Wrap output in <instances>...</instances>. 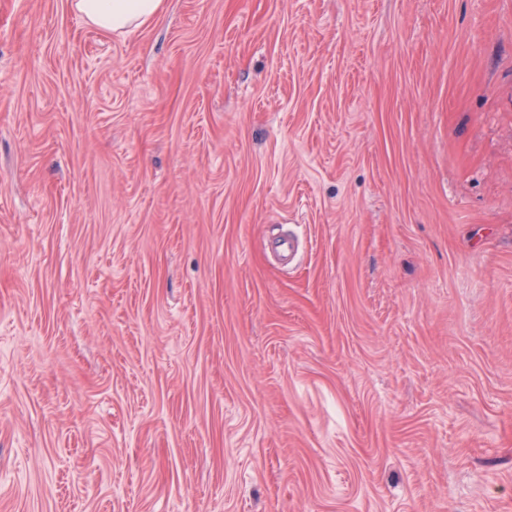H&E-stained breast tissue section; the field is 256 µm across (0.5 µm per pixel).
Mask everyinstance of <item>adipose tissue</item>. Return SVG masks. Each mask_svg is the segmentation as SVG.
<instances>
[{
	"label": "adipose tissue",
	"mask_w": 512,
	"mask_h": 512,
	"mask_svg": "<svg viewBox=\"0 0 512 512\" xmlns=\"http://www.w3.org/2000/svg\"><path fill=\"white\" fill-rule=\"evenodd\" d=\"M73 6L98 30L123 33L151 23L164 0H73Z\"/></svg>",
	"instance_id": "ef3b65f1"
}]
</instances>
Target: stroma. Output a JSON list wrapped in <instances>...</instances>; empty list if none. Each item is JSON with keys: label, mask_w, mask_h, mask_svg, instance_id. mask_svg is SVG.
I'll use <instances>...</instances> for the list:
<instances>
[{"label": "stroma", "mask_w": 512, "mask_h": 512, "mask_svg": "<svg viewBox=\"0 0 512 512\" xmlns=\"http://www.w3.org/2000/svg\"><path fill=\"white\" fill-rule=\"evenodd\" d=\"M0 512H512V0H0ZM77 12L106 33H124L151 23L164 9V0H72Z\"/></svg>", "instance_id": "stroma-1"}]
</instances>
